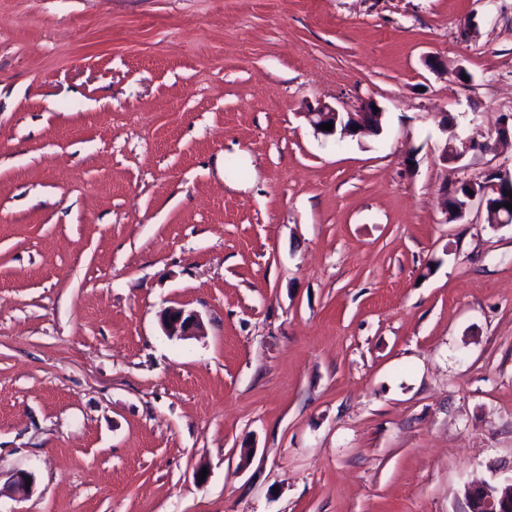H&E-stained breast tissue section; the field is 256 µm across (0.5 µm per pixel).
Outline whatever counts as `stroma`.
I'll return each instance as SVG.
<instances>
[{
    "instance_id": "35a3bbf8",
    "label": "stroma",
    "mask_w": 512,
    "mask_h": 512,
    "mask_svg": "<svg viewBox=\"0 0 512 512\" xmlns=\"http://www.w3.org/2000/svg\"><path fill=\"white\" fill-rule=\"evenodd\" d=\"M363 96L381 135H314ZM506 116L512 0H0V512L512 479V224L440 195L512 177V143L441 159ZM201 327L199 316L182 308H169L162 315V328L169 337L195 336Z\"/></svg>"
}]
</instances>
